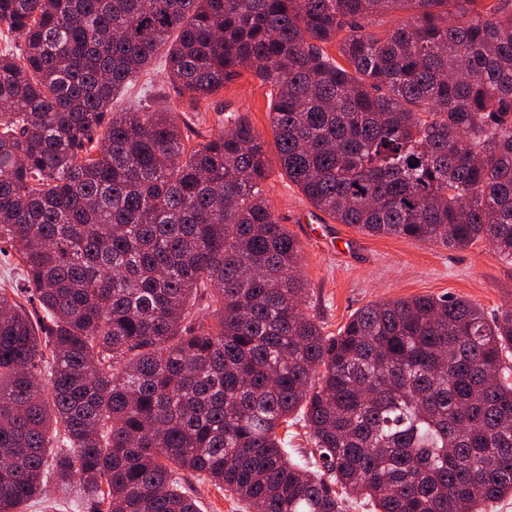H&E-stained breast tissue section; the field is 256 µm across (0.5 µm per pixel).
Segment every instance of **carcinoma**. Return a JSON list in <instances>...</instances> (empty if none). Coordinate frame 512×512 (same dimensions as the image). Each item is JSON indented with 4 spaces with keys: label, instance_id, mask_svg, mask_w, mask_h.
<instances>
[{
    "label": "carcinoma",
    "instance_id": "cac0c4a2",
    "mask_svg": "<svg viewBox=\"0 0 512 512\" xmlns=\"http://www.w3.org/2000/svg\"><path fill=\"white\" fill-rule=\"evenodd\" d=\"M0 22V242L43 312L0 291V512L50 474L89 512H201L181 471L246 512L512 498V307L376 302L327 334L248 116L189 149L175 113L114 111L161 51L195 102L248 72L316 209L510 262L503 0H0ZM297 419L320 469L288 455Z\"/></svg>",
    "mask_w": 512,
    "mask_h": 512
}]
</instances>
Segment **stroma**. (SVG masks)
<instances>
[{"label": "stroma", "mask_w": 512, "mask_h": 512, "mask_svg": "<svg viewBox=\"0 0 512 512\" xmlns=\"http://www.w3.org/2000/svg\"><path fill=\"white\" fill-rule=\"evenodd\" d=\"M165 60L157 58L147 74L124 91L116 109L165 102L176 113L188 147L206 143L224 129L229 114L247 115L265 142H272L269 106L274 88L250 74L197 103L179 96L164 83ZM266 197L281 224L301 245V270L308 283L304 312L316 317L326 332L337 333L361 307L414 296H456L493 313L512 306V262L502 260L484 240L463 250L415 239L368 236L354 227L329 220L282 174L270 157ZM350 240L352 257L336 253L306 237L302 215Z\"/></svg>", "instance_id": "1"}]
</instances>
